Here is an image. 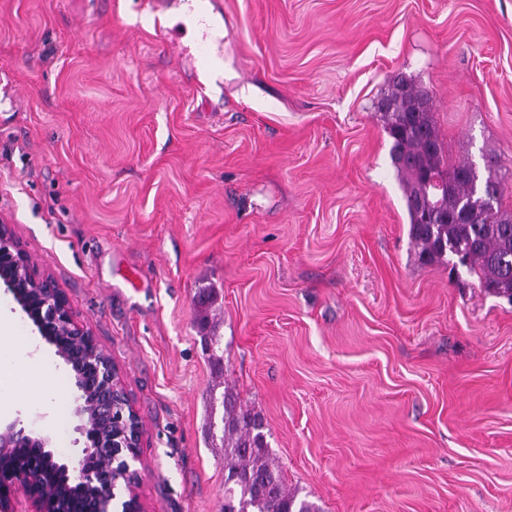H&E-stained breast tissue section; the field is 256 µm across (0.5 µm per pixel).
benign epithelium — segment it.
Returning a JSON list of instances; mask_svg holds the SVG:
<instances>
[{"mask_svg": "<svg viewBox=\"0 0 512 512\" xmlns=\"http://www.w3.org/2000/svg\"><path fill=\"white\" fill-rule=\"evenodd\" d=\"M0 287L12 294L39 334L55 349V354L71 365L79 391L76 413L85 436L82 456L73 466L59 462L50 447L49 436L34 435L12 422L0 425V448H36L41 467L56 469L66 475V482L87 490L107 480L109 498L105 512H112L116 490L124 488L128 499L121 512H141L137 488L139 472L133 468L138 460L141 436L139 417L124 391L117 368L100 349L81 365L73 364L70 348L79 341L95 344L91 333L74 320L65 297L54 287L50 277L38 275L8 225H0ZM112 423V441L99 445L95 422ZM26 495L33 512H70L68 503L59 502L40 488L28 468L0 467V512H15L16 496Z\"/></svg>", "mask_w": 512, "mask_h": 512, "instance_id": "obj_1", "label": "benign epithelium"}]
</instances>
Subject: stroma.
<instances>
[{
	"label": "stroma",
	"instance_id": "35a3bbf8",
	"mask_svg": "<svg viewBox=\"0 0 512 512\" xmlns=\"http://www.w3.org/2000/svg\"><path fill=\"white\" fill-rule=\"evenodd\" d=\"M146 2L0 0V220L119 371L143 512H222L228 386L321 512H512V302L419 261L377 110L411 78L454 157L498 156L512 210V0H220L203 91L194 34L158 47ZM0 335L74 404L1 290ZM60 402L0 422L71 465Z\"/></svg>",
	"mask_w": 512,
	"mask_h": 512
}]
</instances>
